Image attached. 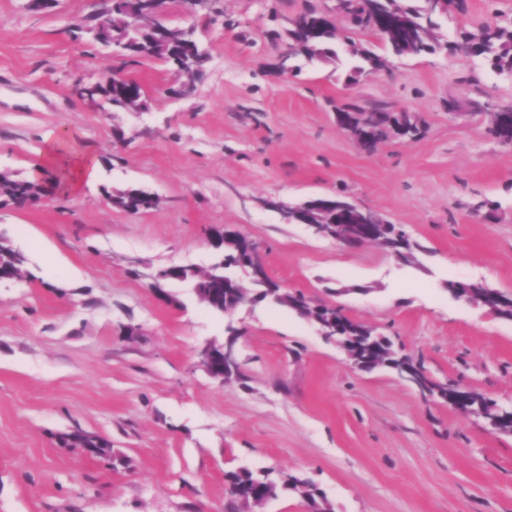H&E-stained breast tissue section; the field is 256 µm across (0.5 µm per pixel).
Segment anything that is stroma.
<instances>
[{"label": "stroma", "mask_w": 512, "mask_h": 512, "mask_svg": "<svg viewBox=\"0 0 512 512\" xmlns=\"http://www.w3.org/2000/svg\"><path fill=\"white\" fill-rule=\"evenodd\" d=\"M310 6L333 12L338 60L292 57L271 39ZM218 7L235 25L194 18L208 59L176 97L182 77L160 61L125 66L74 38L92 0L47 13L0 0V171L42 176L60 131L98 162L78 190L53 183L35 206L0 209V233L29 259L23 278L0 282V512H244L226 480L244 468L320 492L314 504L282 492L262 512H512V435L483 416L423 398L390 368L356 367L289 308L256 301L228 319L191 283L161 296L128 273L134 260L208 267L207 230L237 226L288 290L388 337L430 379L512 410V321L448 289L481 281L512 297V146L474 108L511 103L512 74L446 48L488 16L512 24V0H468L439 21L444 49L389 56L355 82L336 0ZM116 69L142 85L147 111L101 112L77 95ZM347 103L417 113L424 130L366 151L336 126ZM129 187L159 204L108 202ZM339 194L405 231L412 258L318 238L258 204ZM230 321L239 374L219 383L196 353ZM77 428L109 441V456L62 445Z\"/></svg>", "instance_id": "1"}]
</instances>
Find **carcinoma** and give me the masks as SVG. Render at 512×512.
I'll return each mask as SVG.
<instances>
[{
	"mask_svg": "<svg viewBox=\"0 0 512 512\" xmlns=\"http://www.w3.org/2000/svg\"><path fill=\"white\" fill-rule=\"evenodd\" d=\"M446 8L439 9L433 0H416L414 4H404L401 0H341L340 10L348 17L355 29L365 35L375 34L372 27L362 25V17L369 19L385 17L389 20L386 32L379 34L383 46L393 55L417 56L432 53L438 48L435 34L437 19L445 14L466 10L465 0H445ZM158 23L151 12L136 3V0H101L98 9L88 14L76 32L90 35L98 44L112 41L122 46L124 62H134L139 58H154L173 67L182 53L181 31L177 27L167 30L166 36L157 31ZM291 40L289 55L303 56L308 60L337 57L336 41L338 29L332 19L314 8H309L292 17L287 28ZM350 54L357 59L353 67L352 79L387 70V60L362 43L347 40ZM451 50H459L469 56H480L489 60L494 69L512 72V27L502 26L486 20L473 31L461 34V41L449 45ZM82 98L112 94L109 102L112 109H126L143 101L142 87L134 80L116 85L101 83L81 85L77 89ZM396 128L405 137L415 140L421 128L415 116L401 111L394 118ZM488 133L500 144L512 145V121L495 123ZM52 177L36 180L22 178L9 173L0 175V208L17 206L30 192H47V184ZM111 204L121 210H128L129 203L142 204L150 209L152 205L146 191L137 197L128 189L107 194ZM28 262L26 255L0 240V277L16 279L23 275ZM252 292L262 298H272L277 304L308 316L314 310L328 311L330 307L321 305L312 308L301 295L283 292L269 279L253 283ZM230 493L235 499L249 490L254 484L266 485L270 492L295 490L299 480L285 474L275 480L267 474H254L250 471H236L227 474Z\"/></svg>",
	"mask_w": 512,
	"mask_h": 512,
	"instance_id": "1",
	"label": "carcinoma"
}]
</instances>
